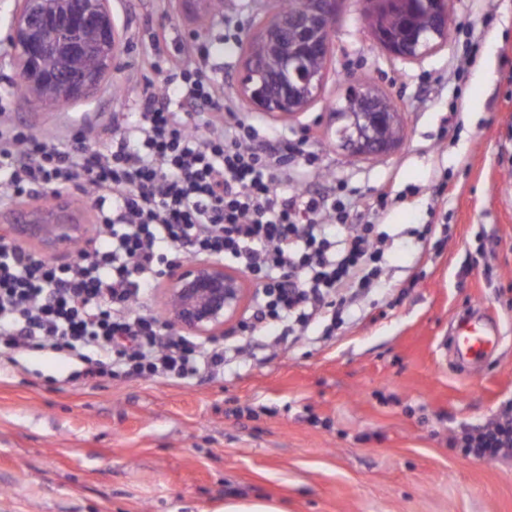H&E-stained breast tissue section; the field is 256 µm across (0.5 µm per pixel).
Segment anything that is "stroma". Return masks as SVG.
<instances>
[{
	"instance_id": "35a3bbf8",
	"label": "stroma",
	"mask_w": 512,
	"mask_h": 512,
	"mask_svg": "<svg viewBox=\"0 0 512 512\" xmlns=\"http://www.w3.org/2000/svg\"><path fill=\"white\" fill-rule=\"evenodd\" d=\"M275 0H224L185 13L180 0H108L118 53L88 97L46 110L18 78L20 0H0V89L10 120L61 132L89 112H130V84L157 83L141 60L149 25L178 45L215 40L211 62L236 83L246 45ZM363 0H344L319 95L295 117L259 119L308 140L323 171L374 195L416 188L380 218L393 247L371 313L259 347L218 379L191 383L84 376L81 363L16 351L0 376V512H222L261 498L282 512H512V459L449 445L512 398V0H453L447 41L404 60L373 39ZM396 105L403 137L384 158L338 150L329 114L349 80ZM451 193L440 200L438 189ZM443 253L421 254L417 229ZM488 314L502 347L469 364L445 355L457 319Z\"/></svg>"
}]
</instances>
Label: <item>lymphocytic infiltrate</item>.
Segmentation results:
<instances>
[{
    "instance_id": "f902f5d3",
    "label": "lymphocytic infiltrate",
    "mask_w": 512,
    "mask_h": 512,
    "mask_svg": "<svg viewBox=\"0 0 512 512\" xmlns=\"http://www.w3.org/2000/svg\"><path fill=\"white\" fill-rule=\"evenodd\" d=\"M150 35L156 51L145 66L162 84L136 92L135 114L97 113L65 140L0 121L1 207L74 189L92 211L71 263L0 245V348L60 353L92 378L223 374L268 329L303 336L337 323L375 288L388 246L377 224L353 221L352 206L370 212L373 203L354 189L306 186L315 153L273 140L226 100L209 42L161 54L167 27ZM193 257L251 278L245 340L195 342L141 313L161 275ZM451 444L476 459L512 457V404Z\"/></svg>"
}]
</instances>
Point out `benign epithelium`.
Here are the masks:
<instances>
[{
    "label": "benign epithelium",
    "instance_id": "1",
    "mask_svg": "<svg viewBox=\"0 0 512 512\" xmlns=\"http://www.w3.org/2000/svg\"><path fill=\"white\" fill-rule=\"evenodd\" d=\"M106 0H79L73 13L63 17L46 14L40 0H23L14 31L19 51L18 77L39 89L49 83H62L69 99H76L96 88L115 60V32ZM341 0H313L309 7L295 17L282 22L283 33L322 27L326 35L320 41L308 40L301 44L299 53L289 57L281 71L270 76L258 73L252 59L246 62L238 77V88L251 106L260 112L290 117L298 114L318 95L323 84V73L307 70L301 63V53L312 48L329 52L333 45L335 26L327 21L340 18ZM370 8L365 22L376 35L384 26L387 15L407 9L406 0H369ZM415 6L428 12L432 18L430 32L438 42L448 34L447 0H417ZM92 21L98 27L102 46L106 50L100 71L70 76L56 72L50 61L52 47L44 42H29L26 37L37 30L52 36L65 33L78 21ZM420 34L414 32L404 42L390 45V52L399 58L410 59L430 51H417ZM349 93L364 100L367 107L361 112H334L337 136L341 142L352 129L356 133L354 147L359 155L379 156L389 152L400 139V113L385 112L378 104V91L368 85L351 83ZM87 235V227L78 223L62 203L49 210H20L12 223L0 225V244H36L45 253L68 251L72 243ZM166 321L189 336H214L224 330V323L239 310L248 290L244 276L237 270L210 260H186L165 274L162 283Z\"/></svg>",
    "mask_w": 512,
    "mask_h": 512
}]
</instances>
